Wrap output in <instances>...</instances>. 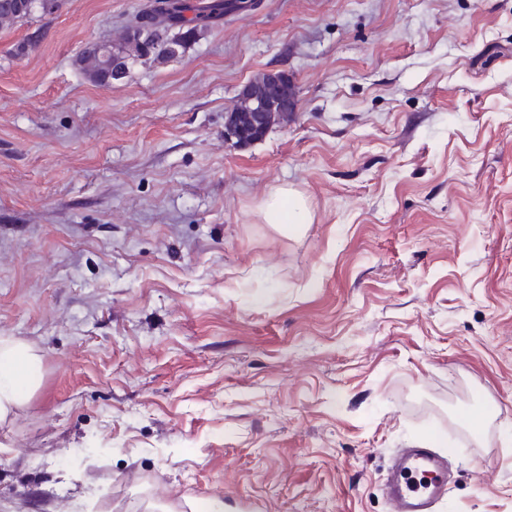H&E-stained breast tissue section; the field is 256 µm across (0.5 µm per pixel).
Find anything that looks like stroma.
I'll return each instance as SVG.
<instances>
[{
	"mask_svg": "<svg viewBox=\"0 0 512 512\" xmlns=\"http://www.w3.org/2000/svg\"><path fill=\"white\" fill-rule=\"evenodd\" d=\"M144 2L0 27V338L41 358L0 512H391L415 444L434 512H512V0H256L90 82ZM271 70L297 114L233 147ZM107 45L109 52L108 56L105 55L99 43H94L87 47L78 57V63L86 77L95 84H98L96 82L99 76L104 71L110 69V66L116 63L119 58V56L113 52L112 45ZM123 75L124 73L121 66H112L101 84L103 86L117 88L118 83L123 78ZM297 99L293 79L287 72H266L249 81L239 93L238 103L224 113V138L245 147L263 140L274 125L288 121L292 113L278 110L281 101ZM245 129L250 130L246 137ZM261 213L265 223L284 224L278 226L289 233L299 230L301 224L310 221L306 199L287 187L270 192L262 202ZM399 477L392 512H432V503L447 485L444 463L430 448H402ZM418 477L426 479L421 489L413 486V480Z\"/></svg>",
	"mask_w": 512,
	"mask_h": 512,
	"instance_id": "1",
	"label": "stroma"
}]
</instances>
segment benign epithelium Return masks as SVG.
Instances as JSON below:
<instances>
[{
	"mask_svg": "<svg viewBox=\"0 0 512 512\" xmlns=\"http://www.w3.org/2000/svg\"><path fill=\"white\" fill-rule=\"evenodd\" d=\"M297 98L293 79L284 71L266 72L244 85L238 103L224 113V138L245 147L263 140L274 125L288 120L281 101Z\"/></svg>",
	"mask_w": 512,
	"mask_h": 512,
	"instance_id": "obj_1",
	"label": "benign epithelium"
}]
</instances>
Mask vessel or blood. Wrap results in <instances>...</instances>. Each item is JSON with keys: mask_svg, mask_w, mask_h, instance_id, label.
<instances>
[{"mask_svg": "<svg viewBox=\"0 0 512 512\" xmlns=\"http://www.w3.org/2000/svg\"><path fill=\"white\" fill-rule=\"evenodd\" d=\"M399 477L391 512H432L447 485L442 459L428 448L402 449Z\"/></svg>", "mask_w": 512, "mask_h": 512, "instance_id": "b4317fda", "label": "vessel or blood"}]
</instances>
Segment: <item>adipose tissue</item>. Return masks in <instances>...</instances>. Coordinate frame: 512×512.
I'll return each mask as SVG.
<instances>
[{
    "instance_id": "ef3b65f1",
    "label": "adipose tissue",
    "mask_w": 512,
    "mask_h": 512,
    "mask_svg": "<svg viewBox=\"0 0 512 512\" xmlns=\"http://www.w3.org/2000/svg\"><path fill=\"white\" fill-rule=\"evenodd\" d=\"M261 213L265 223L289 232L310 221L306 199L285 187L266 196ZM39 369L40 358L29 344L0 339V419L30 399L40 383Z\"/></svg>"
}]
</instances>
